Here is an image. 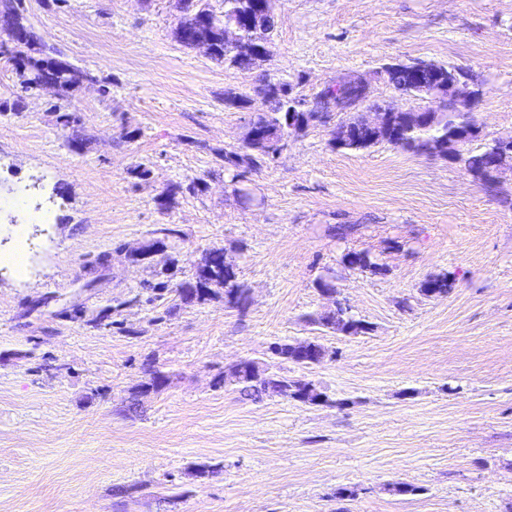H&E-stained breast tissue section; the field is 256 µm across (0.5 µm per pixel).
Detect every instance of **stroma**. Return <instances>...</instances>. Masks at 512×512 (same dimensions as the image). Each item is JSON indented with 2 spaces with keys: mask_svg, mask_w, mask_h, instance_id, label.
<instances>
[{
  "mask_svg": "<svg viewBox=\"0 0 512 512\" xmlns=\"http://www.w3.org/2000/svg\"><path fill=\"white\" fill-rule=\"evenodd\" d=\"M181 6L25 0V23L97 78L71 94H23L0 56V101L22 102L0 114V252L25 245L24 271L0 264V512H512V169L490 190L439 157L333 148L321 124L240 181L222 158L269 108L259 78L310 102L356 75L418 110L381 72L411 60L471 70L478 144L512 136V0H275L250 71L181 44ZM229 91L250 105L226 108ZM57 105L77 110L81 150ZM212 249L244 308L149 299L156 270L191 280ZM350 250L383 271L345 265ZM440 274L449 294L423 295ZM336 298L367 333L314 324ZM305 340L321 363L269 352ZM246 359L328 402L242 398L224 372Z\"/></svg>",
  "mask_w": 512,
  "mask_h": 512,
  "instance_id": "obj_1",
  "label": "stroma"
}]
</instances>
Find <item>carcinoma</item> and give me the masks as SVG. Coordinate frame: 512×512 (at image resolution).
Listing matches in <instances>:
<instances>
[{
	"label": "carcinoma",
	"mask_w": 512,
	"mask_h": 512,
	"mask_svg": "<svg viewBox=\"0 0 512 512\" xmlns=\"http://www.w3.org/2000/svg\"><path fill=\"white\" fill-rule=\"evenodd\" d=\"M256 0H224V11L216 14L208 8L198 7L196 0H184L183 14L175 28L177 39L188 46L196 39H206L213 48L212 57L220 62L229 63L240 69H248L249 62L241 58L236 50L224 45V18L246 16L254 11ZM24 0H3V9L0 10V31H6L18 19L22 18ZM20 84L25 91L33 90V86L45 75H52L60 84L65 93L75 90L78 76L87 74V71L63 60L57 51L35 34H30L26 42L22 57L16 65ZM387 82L406 95H413L410 70L405 67H386L383 69ZM258 97L271 104L270 111L256 115L251 121L252 129L266 136L270 140L282 136L284 125L288 116V102L304 103L300 98L292 97L291 85L285 82H272L265 78L259 79L255 86ZM313 106L316 112H297L296 123L298 128L294 133L304 131L313 122L328 124L331 116L336 112L334 104L328 100V90L322 89L315 98ZM57 114L60 125L69 128L80 126L77 113L58 105L51 107ZM473 119V112L468 106H454L452 111L431 124L424 126H404L393 120L389 128L373 136L360 128L356 119L340 120L331 129V145L338 149L360 151L368 149L379 143H387L404 151L420 155L448 156V142L460 127L469 124ZM489 146L485 145L477 150L464 148L461 153L460 167L474 178L482 181L485 186H495L496 174L487 167ZM224 169L232 173V178L240 176V170L257 169L272 162L267 152L253 148V143L247 141L239 149L224 151ZM352 256L358 258V268L374 274L384 271V267L377 263L370 253L364 251H349L343 256L348 261ZM168 269L162 268L157 276L161 281L145 285V288L154 293L171 290L183 301H204L213 294L212 286L217 285L224 289V302L232 307H244L247 296L245 288L238 280L236 265L226 260L224 250L214 249L206 253L204 268L196 269L194 279L169 287L170 280L166 279ZM452 283L447 275L441 274L427 279L421 288L426 296H443L448 294ZM229 374L236 378L240 394L248 399L258 400L264 396H286L282 387H291L295 380L276 374H255L250 364L243 363L229 370Z\"/></svg>",
	"instance_id": "obj_1"
}]
</instances>
